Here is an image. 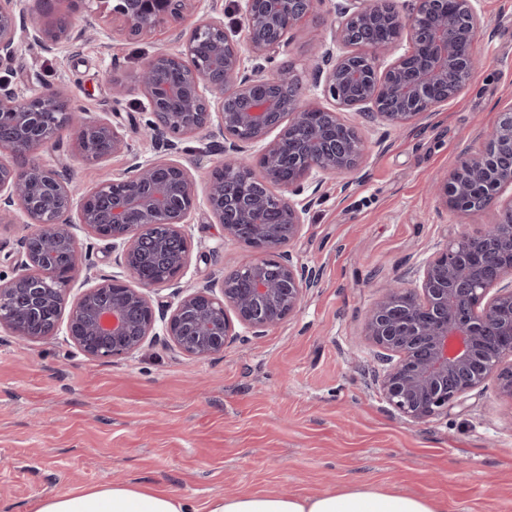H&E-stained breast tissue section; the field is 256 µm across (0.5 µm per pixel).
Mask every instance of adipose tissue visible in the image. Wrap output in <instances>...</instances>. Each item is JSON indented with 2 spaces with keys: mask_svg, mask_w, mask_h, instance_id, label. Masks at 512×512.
I'll list each match as a JSON object with an SVG mask.
<instances>
[{
  "mask_svg": "<svg viewBox=\"0 0 512 512\" xmlns=\"http://www.w3.org/2000/svg\"><path fill=\"white\" fill-rule=\"evenodd\" d=\"M186 499L167 490L144 491L128 485H101L39 501L33 512H189ZM208 512H443L424 498L368 487L314 497L245 494L218 496Z\"/></svg>",
  "mask_w": 512,
  "mask_h": 512,
  "instance_id": "obj_1",
  "label": "adipose tissue"
}]
</instances>
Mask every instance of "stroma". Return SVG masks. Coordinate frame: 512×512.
Segmentation results:
<instances>
[{
	"label": "stroma",
	"instance_id": "1",
	"mask_svg": "<svg viewBox=\"0 0 512 512\" xmlns=\"http://www.w3.org/2000/svg\"><path fill=\"white\" fill-rule=\"evenodd\" d=\"M336 0L288 35L275 60L297 74L307 97H322L315 47L330 43ZM485 28L481 60L454 99L398 132L359 112L344 113L368 145L360 169L320 176L316 202L289 249L320 274L299 315L262 336L244 334L224 355L198 360L156 342L111 361L84 356L63 337L23 342L0 330V505L33 512L39 501L79 488L134 484L168 488L207 512L216 496H315L367 485L427 498L445 512H512V400L494 382L469 393L449 416L412 425L380 394L376 349L365 317L394 277L460 233L494 223L486 211H447L428 187L464 153L485 148L499 112L512 108V0H476ZM24 19L72 14L85 28L66 52L24 43L0 86L29 94L28 81L63 84L77 108L123 126L131 152L102 161L73 151L75 129L60 134L55 157L90 189L155 149L140 131L149 113L136 76L161 48H176L167 24L129 39L113 31L97 0H14ZM128 88L114 101L103 79ZM179 160L205 183L224 158L222 136L182 140ZM185 232L190 263L175 291L220 279L249 249L225 237L199 204Z\"/></svg>",
	"mask_w": 512,
	"mask_h": 512
}]
</instances>
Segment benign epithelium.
<instances>
[{
  "label": "benign epithelium",
  "mask_w": 512,
  "mask_h": 512,
  "mask_svg": "<svg viewBox=\"0 0 512 512\" xmlns=\"http://www.w3.org/2000/svg\"><path fill=\"white\" fill-rule=\"evenodd\" d=\"M197 0H115L112 19L132 38L161 24L178 30L182 49L158 50L141 68L137 88L148 104L146 136L166 141L209 129L224 135V162L210 173L205 202L224 235L253 257L231 276L177 293L172 305L154 304L145 276L153 266L189 265L184 230L198 206L196 181L169 156L136 162L96 187L79 191L56 161L36 157L61 130L78 128L74 151L100 160L129 148L123 128L107 119L77 115L68 88H34L19 96L0 87V220L21 213L11 276L0 275V328L23 341L62 335L84 355L132 356L161 338L197 359L222 355L238 339L239 325L262 336L296 315L316 269L286 246L305 225L314 196L297 194L313 173L358 169L367 152L349 132L342 112H370L401 130L454 99L476 67L472 45L483 27L473 0H342L336 6L334 42L314 68L326 105L305 99L294 71L267 74L287 35L315 9L316 0H245L233 39L224 20L202 17L189 25ZM71 16L50 23L18 22L0 4V67L20 43L55 54L74 45ZM256 64L250 68L245 58ZM274 138H269L271 133ZM492 147L463 156L433 187L439 201L463 214L497 212L476 235L462 234L436 249L416 270L415 287L396 277L368 311L365 336L385 365L379 391L402 418L426 424L448 415L463 397L493 380L512 399V202L500 200L512 185V109L499 114L487 137ZM261 143L259 168L250 148ZM108 242L121 272L102 275L71 295L88 254L76 226Z\"/></svg>",
  "instance_id": "benign-epithelium-1"
}]
</instances>
